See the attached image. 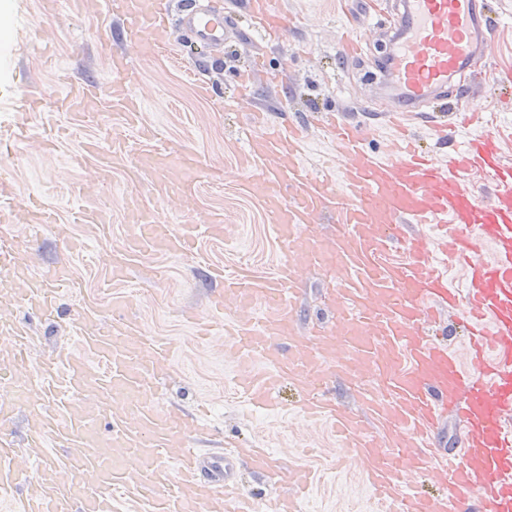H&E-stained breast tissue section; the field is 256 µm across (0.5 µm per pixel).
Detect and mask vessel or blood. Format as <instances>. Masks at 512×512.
Segmentation results:
<instances>
[{
  "mask_svg": "<svg viewBox=\"0 0 512 512\" xmlns=\"http://www.w3.org/2000/svg\"><path fill=\"white\" fill-rule=\"evenodd\" d=\"M118 29L98 38L141 44L158 51L157 0H102ZM484 0H400L386 77L394 106L386 115L393 150L380 157L365 148L358 127L340 116L322 122L341 164L323 175L303 163L304 128L271 114L252 118L244 131L240 166L272 217L290 260L267 276L225 275L212 296V313L233 300L236 316L224 323L244 370L234 390L253 412H280L282 380L301 397L291 411L325 422L346 456L355 461L377 512H512V165L503 145L512 128H487L455 143L456 124L437 137L448 146L438 159L402 125L401 115L451 95L453 80L469 72L488 42ZM191 41L221 48L233 35L222 9L189 0L178 16ZM240 24L262 38L279 39L283 27L273 0H249ZM114 79L102 95L115 134L109 150L86 143L77 162L95 161L100 174L125 164L124 135L141 105L129 93L133 71L121 52L112 54ZM97 84L67 86L56 109L88 110ZM27 134L25 120L0 129V154H11ZM145 172L163 178L174 170L196 173L188 150L163 145L143 150ZM491 184L481 197L470 177ZM330 224H322L323 215ZM133 225L112 260L117 290L109 312L85 304L71 323L73 347L31 363V324L0 317V362L33 374L27 385L0 394V506L7 512H263L237 487L246 461L289 490L264 512H304L321 482L319 472L283 466L272 448L205 453L196 441L204 419L165 407L158 384L172 368L173 351L142 334L127 318L130 300L120 287L134 257L186 255L197 229L158 223L135 209ZM18 236L0 233V276L23 282L20 305L42 321L54 320L58 302L76 281L64 265L31 270L21 260ZM316 267L326 295L325 317L302 320L295 260ZM463 273L462 285L448 277ZM458 312L467 336L456 352L431 336L440 315ZM349 359H337L338 347ZM352 388L354 405L337 401L336 382ZM110 433L99 420L113 404ZM30 424L24 443L3 428L16 409ZM462 426L457 449L435 448L444 418ZM30 475H23L20 459ZM428 472L441 485L436 495L409 488Z\"/></svg>",
  "mask_w": 512,
  "mask_h": 512,
  "instance_id": "b4317fda",
  "label": "vessel or blood"
}]
</instances>
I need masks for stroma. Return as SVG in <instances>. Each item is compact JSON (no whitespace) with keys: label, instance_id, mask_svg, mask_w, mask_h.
I'll return each instance as SVG.
<instances>
[{"label":"stroma","instance_id":"35a3bbf8","mask_svg":"<svg viewBox=\"0 0 512 512\" xmlns=\"http://www.w3.org/2000/svg\"><path fill=\"white\" fill-rule=\"evenodd\" d=\"M274 2L287 25L272 44L242 28L215 53L191 46L176 28L152 56H142L130 43L121 47L138 73L130 92L143 106L144 125L153 129L158 142L192 149L200 158L203 176L186 187L161 185L124 166L104 183L94 164L74 163L87 140L105 148L113 136L109 113L90 124L52 109L53 99L68 83L91 80L100 89L109 86L114 49L100 44L93 32L104 20L99 0H11L10 26L0 33V125L12 123L21 108H28L29 99H39L41 105L28 108V139L0 157V180L14 186L13 197L0 200V225L36 204L53 212L54 223L20 227L22 258L37 267L67 264L82 285L80 292L63 295L58 319L35 322L32 362L37 365L71 344L69 326L83 303H106L112 249L132 231L125 218L127 194H136L158 220L176 227L201 228L210 218H223V241L202 234L195 255H147L131 266L125 285L133 297L129 316L144 335L168 340L176 349L163 402L188 413H207L211 431L200 443L205 451H223L225 441L240 437L276 449L282 463L319 468L324 481L314 494V512H365L368 492L362 476L320 425L287 411L274 417L250 413L234 395L231 380L241 364L221 321L232 318L236 309L230 304L223 317L209 314L208 299L216 288L209 267L263 275L287 258L269 213L249 192L238 166L241 128L254 110L270 111L286 123H309L302 160L317 174L337 159L335 145L320 131L328 110H341L344 118L362 125L367 146L379 154L388 153L392 138L391 128L375 118L392 105L381 70L390 15H368L365 0ZM489 12V47L476 60L482 75L474 83L455 78L454 86L461 105L482 113L485 124L492 125L512 120V86L498 81L512 74V0H490ZM348 17L366 51L342 61L336 42ZM255 59L262 68L249 95L236 96L238 70ZM88 203L101 210L105 223L75 222ZM62 231L82 243L80 252L61 247Z\"/></svg>","mask_w":512,"mask_h":512}]
</instances>
